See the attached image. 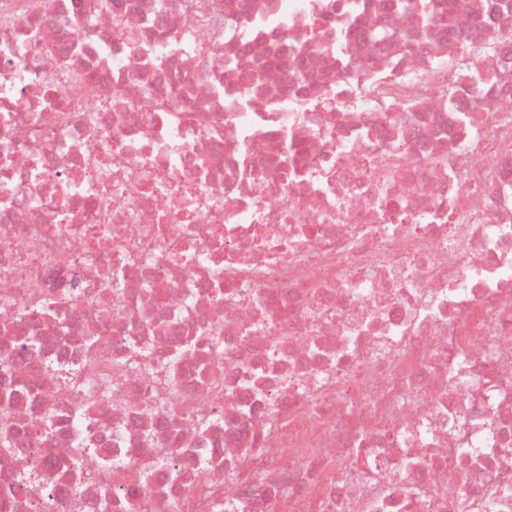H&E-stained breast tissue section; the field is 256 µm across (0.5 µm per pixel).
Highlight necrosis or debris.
Wrapping results in <instances>:
<instances>
[{"label":"necrosis or debris","mask_w":512,"mask_h":512,"mask_svg":"<svg viewBox=\"0 0 512 512\" xmlns=\"http://www.w3.org/2000/svg\"><path fill=\"white\" fill-rule=\"evenodd\" d=\"M464 2L0 0V512H512V0Z\"/></svg>","instance_id":"4bbe7bcc"}]
</instances>
